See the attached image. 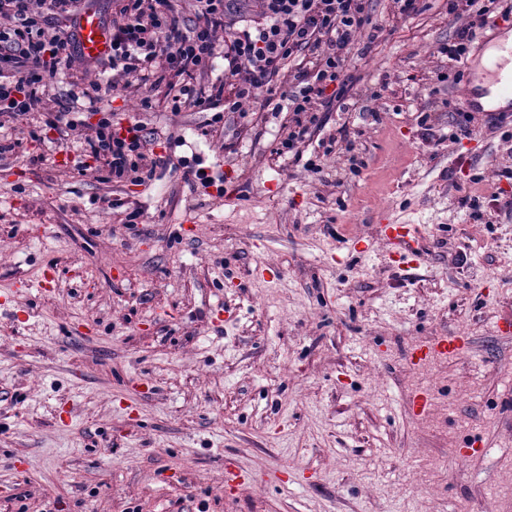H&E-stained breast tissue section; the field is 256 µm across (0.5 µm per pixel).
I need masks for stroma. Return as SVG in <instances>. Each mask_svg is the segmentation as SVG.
Instances as JSON below:
<instances>
[{
  "label": "stroma",
  "instance_id": "35a3bbf8",
  "mask_svg": "<svg viewBox=\"0 0 512 512\" xmlns=\"http://www.w3.org/2000/svg\"><path fill=\"white\" fill-rule=\"evenodd\" d=\"M425 4L354 56L346 110L298 162L274 153L287 113L216 123L93 70L99 108L169 160L149 185L78 174L73 142L33 165L36 116L9 124L0 296L20 311H0V512H512V212L491 203L512 195V138L476 113L480 151L454 167L462 87L432 54L454 25ZM193 149L223 192L188 188ZM384 216L423 227L409 272L376 236ZM459 331L469 353L420 375L412 347ZM471 440L485 453L457 466ZM228 467L252 483L225 488Z\"/></svg>",
  "mask_w": 512,
  "mask_h": 512
}]
</instances>
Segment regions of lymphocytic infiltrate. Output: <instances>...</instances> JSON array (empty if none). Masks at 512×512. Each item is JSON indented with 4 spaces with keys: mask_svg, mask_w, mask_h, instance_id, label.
<instances>
[{
    "mask_svg": "<svg viewBox=\"0 0 512 512\" xmlns=\"http://www.w3.org/2000/svg\"><path fill=\"white\" fill-rule=\"evenodd\" d=\"M118 21L112 24V52L100 64L113 75L140 82L166 84L174 106L241 111L244 102L262 99L270 112L289 111L288 132L278 154L301 159L300 150L321 112L346 109L355 78L348 62L355 48L370 51L385 27L397 26L420 11V0H391L386 22L374 21L369 0H256L257 20L227 31L240 0H196V21L182 30L175 0H117ZM77 0H0V66L11 78L0 79V117L43 109L41 90L56 78L60 65H72L75 35L51 27V19L72 18ZM448 18L457 29L436 52L448 69L438 81L459 83L470 45L487 25L512 21V0H448ZM223 59L224 74L210 89L197 87L194 74ZM295 84L282 89V72ZM40 142L60 146L74 140L82 147L78 169L95 159L109 179L133 186L151 181L164 158L148 159L141 122H124L119 113H102L96 123L70 118L68 112L48 115ZM56 138H48V131Z\"/></svg>",
    "mask_w": 512,
    "mask_h": 512,
    "instance_id": "1",
    "label": "lymphocytic infiltrate"
}]
</instances>
